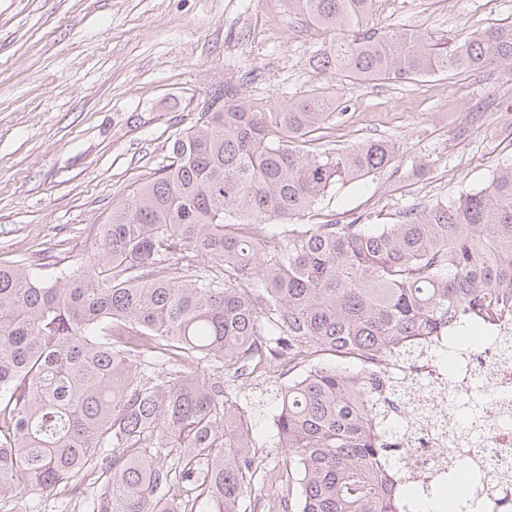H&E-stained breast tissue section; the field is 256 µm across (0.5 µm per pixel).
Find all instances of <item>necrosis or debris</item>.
I'll return each mask as SVG.
<instances>
[{"label":"necrosis or debris","mask_w":512,"mask_h":512,"mask_svg":"<svg viewBox=\"0 0 512 512\" xmlns=\"http://www.w3.org/2000/svg\"><path fill=\"white\" fill-rule=\"evenodd\" d=\"M512 335V322L502 323L479 342L437 337L411 359L382 362L378 389L388 397L404 392L413 420L405 430H393L399 462L407 482L430 488L437 472L454 467L449 436L432 429L436 415H447L490 390L494 403L484 433L483 458L468 473V512H512V358L503 357L501 339Z\"/></svg>","instance_id":"obj_1"}]
</instances>
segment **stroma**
I'll return each instance as SVG.
<instances>
[{
	"label": "stroma",
	"instance_id": "1",
	"mask_svg": "<svg viewBox=\"0 0 512 512\" xmlns=\"http://www.w3.org/2000/svg\"><path fill=\"white\" fill-rule=\"evenodd\" d=\"M511 15L512 0H377L373 21L452 43ZM328 42L286 0H0V260L93 254L113 200L166 160L172 133L227 81L262 105L325 88L337 117L319 147L399 143L398 171L332 192L308 224L393 223L483 187L512 158V63L349 81L313 67ZM287 380L273 362L243 381L272 461L273 398Z\"/></svg>",
	"mask_w": 512,
	"mask_h": 512
}]
</instances>
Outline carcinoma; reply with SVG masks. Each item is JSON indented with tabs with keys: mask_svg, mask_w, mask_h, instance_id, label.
Returning a JSON list of instances; mask_svg holds the SVG:
<instances>
[{
	"mask_svg": "<svg viewBox=\"0 0 512 512\" xmlns=\"http://www.w3.org/2000/svg\"><path fill=\"white\" fill-rule=\"evenodd\" d=\"M376 0H288L332 34L319 68L404 82L512 63V22L453 44L371 25ZM314 89L259 106L224 83L168 163L112 204L90 260L51 283L0 261V505L78 494L84 512H399L405 480L377 395L339 366L512 321V160L393 224H301L399 162L368 139L311 148ZM275 359L282 459L259 460L234 379ZM155 453H147V449ZM200 491L175 498V486Z\"/></svg>",
	"mask_w": 512,
	"mask_h": 512,
	"instance_id": "obj_1",
	"label": "carcinoma"
}]
</instances>
